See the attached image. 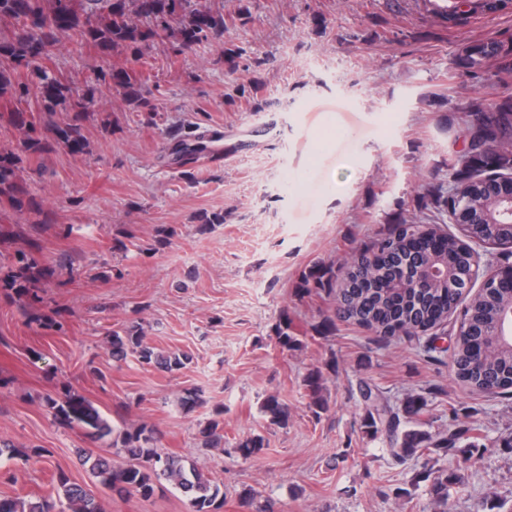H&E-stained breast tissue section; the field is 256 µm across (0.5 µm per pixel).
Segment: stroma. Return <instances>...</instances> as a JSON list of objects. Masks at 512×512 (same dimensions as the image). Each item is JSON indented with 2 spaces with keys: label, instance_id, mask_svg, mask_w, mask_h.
Here are the masks:
<instances>
[{
  "label": "stroma",
  "instance_id": "35a3bbf8",
  "mask_svg": "<svg viewBox=\"0 0 512 512\" xmlns=\"http://www.w3.org/2000/svg\"><path fill=\"white\" fill-rule=\"evenodd\" d=\"M249 17L223 38L173 54L160 44L143 71L160 102L155 120L112 89H102L83 133L88 154L57 148L26 174L46 215H0V263L34 244L52 277L48 307L65 330L28 321L0 295V497L34 500L53 490L52 475L93 485L81 451L111 453L114 433L154 429L161 451L195 462L224 494L221 512H241L244 491L275 512H432L419 465L390 455L388 435L360 430L361 387L400 404L426 399L411 428L469 431L479 446L439 459L458 474L448 512H512V393L487 395L456 381L451 367L461 326L449 316L436 334L383 339L336 322V300L299 294L303 271L341 270L349 254L412 216L427 190L447 188L466 147L469 103L512 98V0L448 19V0H196ZM496 42L490 82L462 80L461 46ZM243 48L237 69L224 50ZM89 49L61 37L51 66L77 85L94 82ZM255 83L254 99L228 104L232 82ZM216 135L222 159L194 164L187 181L173 149L179 127ZM223 223L201 229L203 213ZM126 243L115 249L116 240ZM288 315L302 345L280 347L274 327ZM142 325L164 352L190 363L169 373L135 358L113 362L108 331ZM321 368L326 404L313 414L304 379ZM85 398L112 428L54 421L45 398L60 388ZM200 391L205 404L180 401ZM287 405V426L271 424L268 396ZM224 408L225 448H207L201 428ZM261 435L246 457L236 442ZM45 449L43 461L24 452ZM104 512H190L167 481L144 499L105 491Z\"/></svg>",
  "mask_w": 512,
  "mask_h": 512
}]
</instances>
